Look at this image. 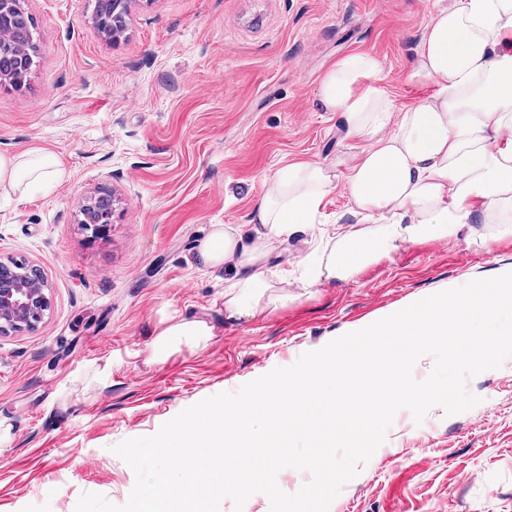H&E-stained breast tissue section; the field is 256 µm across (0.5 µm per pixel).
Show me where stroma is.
I'll list each match as a JSON object with an SVG mask.
<instances>
[{
  "label": "stroma",
  "mask_w": 512,
  "mask_h": 512,
  "mask_svg": "<svg viewBox=\"0 0 512 512\" xmlns=\"http://www.w3.org/2000/svg\"><path fill=\"white\" fill-rule=\"evenodd\" d=\"M452 2L130 0L115 40L96 28L95 0H24L39 55L24 84L0 85V154L45 149L63 175L28 195L0 191V262L40 265L51 300L36 330L0 335L11 427L0 512H75L84 493L123 505L136 475L112 446L429 294L512 270V233L476 217L231 324L223 270L196 261L212 225L249 222L282 162L332 160L342 173L360 152L318 102L336 60L378 57L398 104L433 94L406 74L425 24ZM105 195L112 215L97 236L83 208ZM170 315L206 319L215 335L149 363ZM465 386L480 399L468 411L436 406L418 423L400 410L329 512H512V358Z\"/></svg>",
  "instance_id": "obj_1"
}]
</instances>
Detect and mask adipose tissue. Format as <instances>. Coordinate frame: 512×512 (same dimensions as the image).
<instances>
[{"mask_svg": "<svg viewBox=\"0 0 512 512\" xmlns=\"http://www.w3.org/2000/svg\"><path fill=\"white\" fill-rule=\"evenodd\" d=\"M381 71L376 56L354 52L321 78L323 107L365 142L344 176L332 162L283 163L265 178L250 223L213 225L200 242L201 262L226 274L225 321L265 318L297 300L274 259L320 223L335 187L357 221L321 233L301 261L300 287L354 280L404 244L457 234L474 213L488 224L512 214V0H455L432 15L408 73L434 86L425 101L397 104L379 85ZM61 175L47 150L0 155L5 190L23 194ZM213 335L201 318L163 319L150 360L165 363L181 345L204 347Z\"/></svg>", "mask_w": 512, "mask_h": 512, "instance_id": "ef3b65f1", "label": "adipose tissue"}]
</instances>
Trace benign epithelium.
Instances as JSON below:
<instances>
[{
	"instance_id": "benign-epithelium-1",
	"label": "benign epithelium",
	"mask_w": 512,
	"mask_h": 512,
	"mask_svg": "<svg viewBox=\"0 0 512 512\" xmlns=\"http://www.w3.org/2000/svg\"><path fill=\"white\" fill-rule=\"evenodd\" d=\"M51 308L39 268L22 261L0 263V335L34 330Z\"/></svg>"
}]
</instances>
